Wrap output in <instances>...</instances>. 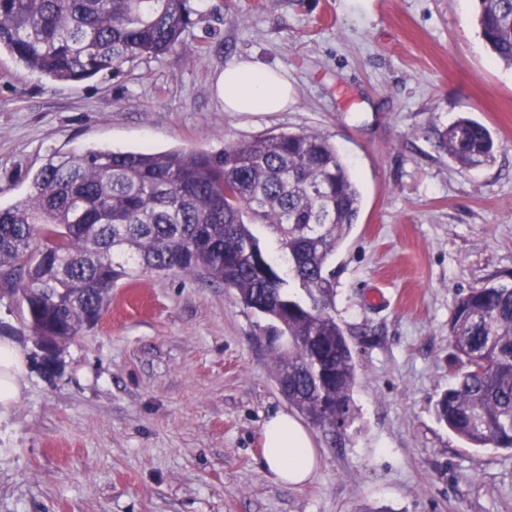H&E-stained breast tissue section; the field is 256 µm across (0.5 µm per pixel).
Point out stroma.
Instances as JSON below:
<instances>
[{
  "label": "stroma",
  "mask_w": 512,
  "mask_h": 512,
  "mask_svg": "<svg viewBox=\"0 0 512 512\" xmlns=\"http://www.w3.org/2000/svg\"><path fill=\"white\" fill-rule=\"evenodd\" d=\"M198 50L82 83L0 52V209L55 152L222 151L318 130L362 190L336 252L330 310L355 350L358 415L341 443L312 437L301 487L262 466L261 426L288 410L260 317L201 275L119 281L103 319L46 377L17 299L0 336L30 367L0 420V512H512V451L473 448L438 422L454 371L459 294L512 277V69L493 59L474 0H191ZM281 68L283 112H228L226 64ZM467 116L498 149L466 169L437 132Z\"/></svg>",
  "instance_id": "35a3bbf8"
}]
</instances>
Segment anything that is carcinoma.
<instances>
[{"label":"carcinoma","mask_w":512,"mask_h":512,"mask_svg":"<svg viewBox=\"0 0 512 512\" xmlns=\"http://www.w3.org/2000/svg\"><path fill=\"white\" fill-rule=\"evenodd\" d=\"M190 0H0V50L51 80L79 83L180 51ZM495 59L512 67V0H477ZM463 168L497 145L467 117L438 135ZM360 186L322 133H268L219 153L86 148L52 154L28 195L0 210V288L36 336L74 339L112 285L145 272L202 273L267 320L280 393L332 438L357 417L354 348L329 311L336 251L357 223ZM301 288L309 302L291 289ZM453 381L439 422L476 448L512 450V283L461 294L448 323Z\"/></svg>","instance_id":"obj_1"}]
</instances>
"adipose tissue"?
<instances>
[{
    "mask_svg": "<svg viewBox=\"0 0 512 512\" xmlns=\"http://www.w3.org/2000/svg\"><path fill=\"white\" fill-rule=\"evenodd\" d=\"M224 109L228 112H281L287 109L292 89L280 69L252 60L227 64L221 80ZM25 373L21 354L10 342H0V415L16 401ZM262 462L283 485L307 482L319 466L314 440L295 415L279 411L261 428Z\"/></svg>",
    "mask_w": 512,
    "mask_h": 512,
    "instance_id": "adipose-tissue-1",
    "label": "adipose tissue"
}]
</instances>
